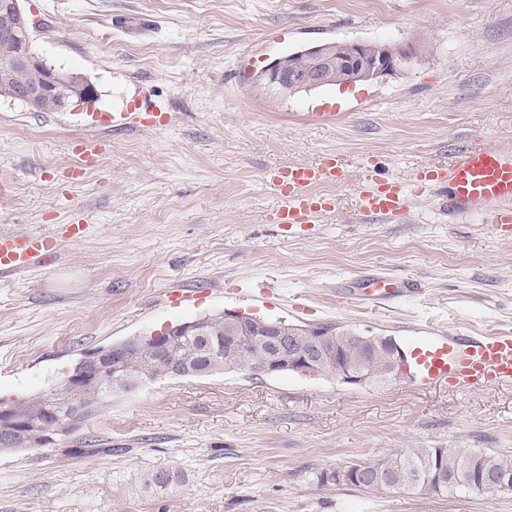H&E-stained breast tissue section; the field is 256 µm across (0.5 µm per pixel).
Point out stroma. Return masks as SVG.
<instances>
[{
	"instance_id": "stroma-1",
	"label": "stroma",
	"mask_w": 512,
	"mask_h": 512,
	"mask_svg": "<svg viewBox=\"0 0 512 512\" xmlns=\"http://www.w3.org/2000/svg\"><path fill=\"white\" fill-rule=\"evenodd\" d=\"M37 52L87 77L96 112L145 99L161 129L0 100V232L56 233L55 259L0 281V398L60 385L101 346L224 311L393 337L512 333V240L485 211L448 212L429 187L397 216L359 215L363 165L407 182L463 148H512V0H24ZM132 29H113V17ZM330 41L419 42L400 73L280 96L272 61ZM332 113L329 121L317 120ZM335 154L332 209L295 230L269 222L270 169ZM420 283L370 307L364 275ZM272 277L278 294L246 290ZM195 294L186 305L179 294ZM104 443L87 455L86 440ZM408 448L512 458V382L459 390L411 374L350 386L330 375L218 372L114 394L53 444L0 455V512H512V491L451 495L319 487L312 474ZM174 481L146 485L149 471Z\"/></svg>"
}]
</instances>
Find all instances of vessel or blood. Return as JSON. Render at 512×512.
I'll list each match as a JSON object with an SVG mask.
<instances>
[{"label": "vessel or blood", "instance_id": "vessel-or-blood-1", "mask_svg": "<svg viewBox=\"0 0 512 512\" xmlns=\"http://www.w3.org/2000/svg\"><path fill=\"white\" fill-rule=\"evenodd\" d=\"M93 119L111 124L116 131L161 128L169 122L168 114L150 105L140 106L135 112L97 113ZM343 178L344 170L332 155L313 165L293 164L271 170L267 179L282 200L274 222L291 226L308 223L325 208L316 186L332 185ZM433 184L445 185L448 199L457 210H488L495 231L506 238L512 236V150L494 147L465 151L449 165L428 168L407 183L367 179L359 194V211L368 217L385 218ZM56 248L57 239L52 234L0 233V278L51 261ZM400 287L398 279L381 275L357 282L359 294L374 305L396 295ZM416 364L426 379L445 380L463 389L511 381L512 334L430 336L417 350Z\"/></svg>", "mask_w": 512, "mask_h": 512}]
</instances>
